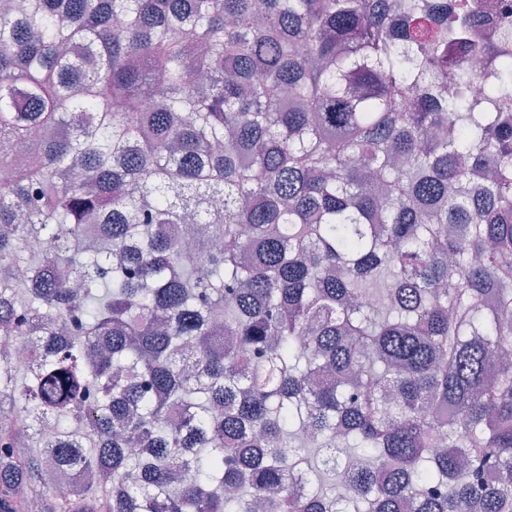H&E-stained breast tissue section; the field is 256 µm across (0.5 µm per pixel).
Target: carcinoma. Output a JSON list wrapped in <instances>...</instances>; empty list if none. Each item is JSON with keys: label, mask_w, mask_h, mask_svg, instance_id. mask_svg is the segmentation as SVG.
Listing matches in <instances>:
<instances>
[{"label": "carcinoma", "mask_w": 512, "mask_h": 512, "mask_svg": "<svg viewBox=\"0 0 512 512\" xmlns=\"http://www.w3.org/2000/svg\"><path fill=\"white\" fill-rule=\"evenodd\" d=\"M512 0H0V512H512Z\"/></svg>", "instance_id": "cac0c4a2"}]
</instances>
